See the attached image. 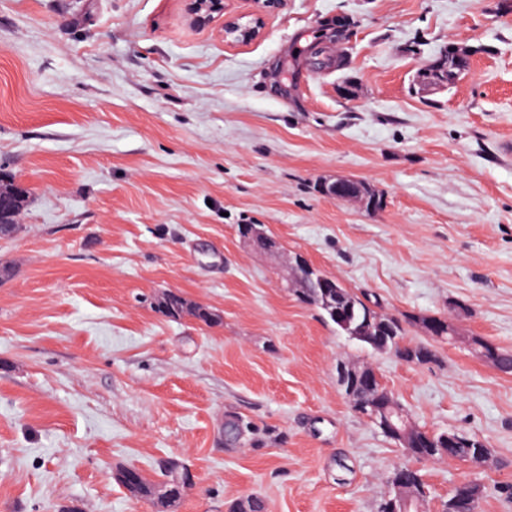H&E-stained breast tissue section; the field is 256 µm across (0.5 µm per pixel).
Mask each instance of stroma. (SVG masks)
<instances>
[{
    "label": "stroma",
    "instance_id": "1",
    "mask_svg": "<svg viewBox=\"0 0 512 512\" xmlns=\"http://www.w3.org/2000/svg\"><path fill=\"white\" fill-rule=\"evenodd\" d=\"M222 24L185 0H0V168L28 192L0 238V512H153L112 471L166 456L196 479L175 512H377L404 457L351 410L340 361L417 427L488 444L478 466L415 462L427 512L462 481L512 512V373L473 344L512 349V0H280L246 43ZM314 41L345 66L316 70ZM451 43L473 49L465 77L414 92ZM338 178L382 207L320 193ZM298 257L436 360L338 332L285 288ZM169 291L218 322L155 311ZM228 410L277 443L225 450Z\"/></svg>",
    "mask_w": 512,
    "mask_h": 512
}]
</instances>
